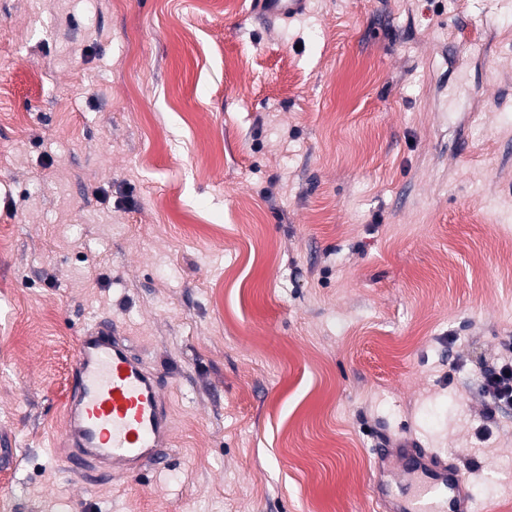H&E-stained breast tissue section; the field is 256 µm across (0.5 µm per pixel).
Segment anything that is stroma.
<instances>
[{"label":"stroma","mask_w":512,"mask_h":512,"mask_svg":"<svg viewBox=\"0 0 512 512\" xmlns=\"http://www.w3.org/2000/svg\"><path fill=\"white\" fill-rule=\"evenodd\" d=\"M157 370L164 465L88 475L78 335ZM512 0H0V512H379L410 433L512 512ZM259 13L268 23L284 21L304 11L306 0H260ZM494 367L481 373V385L487 398L486 415L492 417L502 406L512 405V342L501 344V355Z\"/></svg>","instance_id":"35a3bbf8"}]
</instances>
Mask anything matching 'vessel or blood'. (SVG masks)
I'll return each instance as SVG.
<instances>
[{"mask_svg":"<svg viewBox=\"0 0 512 512\" xmlns=\"http://www.w3.org/2000/svg\"><path fill=\"white\" fill-rule=\"evenodd\" d=\"M305 6L306 0H260L259 13L272 24ZM64 428L70 465L115 476L159 463L171 446L172 422L152 368L108 324L84 330L78 340ZM374 455L370 490L381 512H476L470 485L448 455L411 437L391 440ZM398 474L418 478L416 495L392 492Z\"/></svg>","mask_w":512,"mask_h":512,"instance_id":"obj_1","label":"vessel or blood"}]
</instances>
